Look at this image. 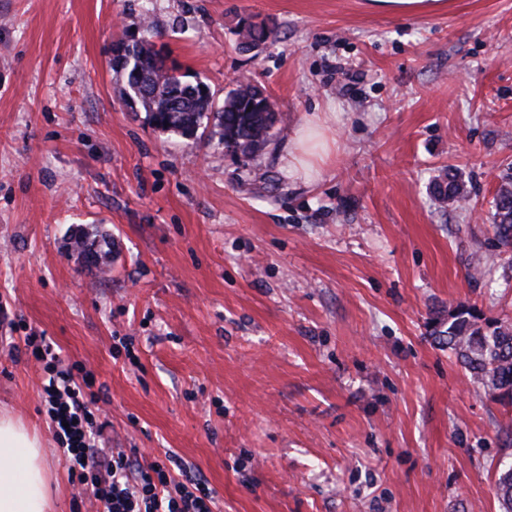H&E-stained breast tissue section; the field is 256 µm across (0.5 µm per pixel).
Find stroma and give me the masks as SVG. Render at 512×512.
<instances>
[{"label":"stroma","instance_id":"35a3bbf8","mask_svg":"<svg viewBox=\"0 0 512 512\" xmlns=\"http://www.w3.org/2000/svg\"><path fill=\"white\" fill-rule=\"evenodd\" d=\"M146 10L216 104L265 87L262 151L120 98L112 45ZM250 17L278 38L242 52ZM311 118L329 162L294 175ZM448 171L467 205L435 199ZM508 175L512 0H0V340L45 333L105 387L100 447L175 456L216 512H500L512 407L429 321H512L491 227ZM79 229L111 238L102 270L71 254ZM43 377L0 350V412L37 428L51 512H95L72 507ZM439 0H371L370 4L396 15L419 14L432 8Z\"/></svg>","mask_w":512,"mask_h":512}]
</instances>
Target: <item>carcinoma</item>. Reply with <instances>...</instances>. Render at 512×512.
Here are the masks:
<instances>
[{"label": "carcinoma", "mask_w": 512, "mask_h": 512, "mask_svg": "<svg viewBox=\"0 0 512 512\" xmlns=\"http://www.w3.org/2000/svg\"><path fill=\"white\" fill-rule=\"evenodd\" d=\"M139 40L131 45L119 40L112 48V70L121 74V97L140 105L148 122L161 132L186 139L208 130L225 149L253 155L269 141L275 126L274 104L260 86L242 81L224 96V104L215 105L208 84L182 79L176 64L158 62L155 38L160 36L155 21L142 13L138 26ZM238 42L261 47L276 37L275 28L264 21H243L237 31ZM442 201L464 196L466 189L458 176L435 184ZM493 246L501 254L512 252V180L506 178L494 199ZM96 265L106 263L112 253V241H101L82 233L74 238L73 247L82 262L95 245ZM431 337L448 348L469 372L471 380L491 398L512 406V322L486 319L472 307L461 306L448 317L431 318ZM496 495L502 512H512V460L501 461L497 468Z\"/></svg>", "instance_id": "carcinoma-1"}]
</instances>
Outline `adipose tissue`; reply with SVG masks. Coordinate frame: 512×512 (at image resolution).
<instances>
[{
	"mask_svg": "<svg viewBox=\"0 0 512 512\" xmlns=\"http://www.w3.org/2000/svg\"><path fill=\"white\" fill-rule=\"evenodd\" d=\"M0 512H48L40 441L7 415L0 416Z\"/></svg>",
	"mask_w": 512,
	"mask_h": 512,
	"instance_id": "ef3b65f1",
	"label": "adipose tissue"
}]
</instances>
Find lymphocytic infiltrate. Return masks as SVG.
<instances>
[{"mask_svg": "<svg viewBox=\"0 0 512 512\" xmlns=\"http://www.w3.org/2000/svg\"><path fill=\"white\" fill-rule=\"evenodd\" d=\"M9 349L27 350L42 364V398L54 439L72 483L97 503V512H214L213 492L202 479L191 475L180 482L166 463H144L138 454L109 455L100 448L103 426L92 410L100 395L94 375L81 364L63 366L52 342L34 333Z\"/></svg>", "mask_w": 512, "mask_h": 512, "instance_id": "1", "label": "lymphocytic infiltrate"}]
</instances>
